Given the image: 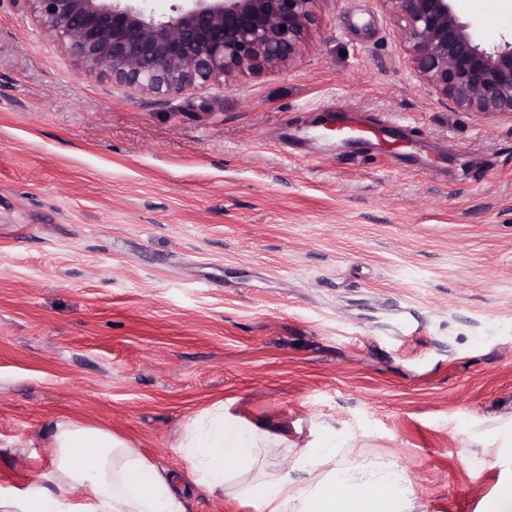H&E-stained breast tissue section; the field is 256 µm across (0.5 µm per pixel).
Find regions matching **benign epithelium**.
<instances>
[{"label":"benign epithelium","instance_id":"benign-epithelium-1","mask_svg":"<svg viewBox=\"0 0 512 512\" xmlns=\"http://www.w3.org/2000/svg\"><path fill=\"white\" fill-rule=\"evenodd\" d=\"M49 41L95 76L166 100L230 87L294 65L320 22V0H15ZM407 61L438 97L464 112L512 122V38L483 45L453 0H380Z\"/></svg>","mask_w":512,"mask_h":512}]
</instances>
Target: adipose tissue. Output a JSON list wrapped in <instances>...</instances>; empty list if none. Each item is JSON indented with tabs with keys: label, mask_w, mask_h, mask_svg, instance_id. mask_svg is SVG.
<instances>
[{
	"label": "adipose tissue",
	"mask_w": 512,
	"mask_h": 512,
	"mask_svg": "<svg viewBox=\"0 0 512 512\" xmlns=\"http://www.w3.org/2000/svg\"><path fill=\"white\" fill-rule=\"evenodd\" d=\"M280 438L226 421L219 410L192 421L179 454L197 484L220 492L232 474L253 468L264 444ZM50 446L51 467L26 489L0 492V512H187L165 469L110 431L58 421ZM340 451L335 428L324 427L288 459L291 470L306 474L304 484L272 474L241 493L256 512H414L412 482L395 460L360 457L340 465Z\"/></svg>",
	"instance_id": "obj_1"
}]
</instances>
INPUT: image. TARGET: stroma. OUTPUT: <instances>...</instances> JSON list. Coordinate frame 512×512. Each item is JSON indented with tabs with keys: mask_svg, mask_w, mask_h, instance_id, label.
Listing matches in <instances>:
<instances>
[{
	"mask_svg": "<svg viewBox=\"0 0 512 512\" xmlns=\"http://www.w3.org/2000/svg\"><path fill=\"white\" fill-rule=\"evenodd\" d=\"M460 10L484 45L494 0ZM293 67L167 102L81 73L0 0V488L51 465L61 419L123 437L188 512L324 426L406 468L415 512H476L512 427V122L410 70L380 0H321ZM350 112L401 140L305 141ZM282 427L224 491L177 452L215 408Z\"/></svg>",
	"mask_w": 512,
	"mask_h": 512,
	"instance_id": "obj_1",
	"label": "stroma"
}]
</instances>
